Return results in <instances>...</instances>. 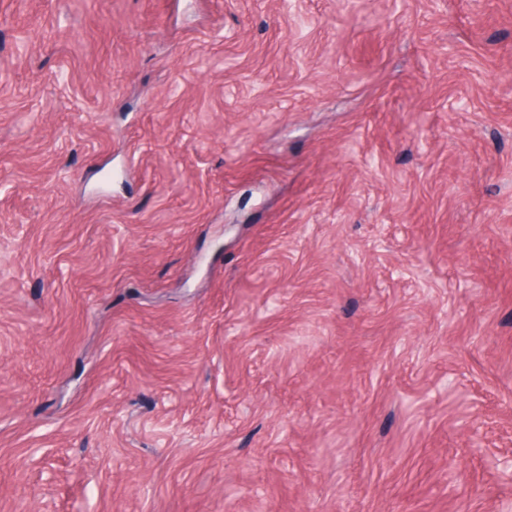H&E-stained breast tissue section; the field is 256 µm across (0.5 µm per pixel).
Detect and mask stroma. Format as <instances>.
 <instances>
[{"mask_svg": "<svg viewBox=\"0 0 512 512\" xmlns=\"http://www.w3.org/2000/svg\"><path fill=\"white\" fill-rule=\"evenodd\" d=\"M512 0H0V512H512Z\"/></svg>", "mask_w": 512, "mask_h": 512, "instance_id": "1", "label": "stroma"}]
</instances>
